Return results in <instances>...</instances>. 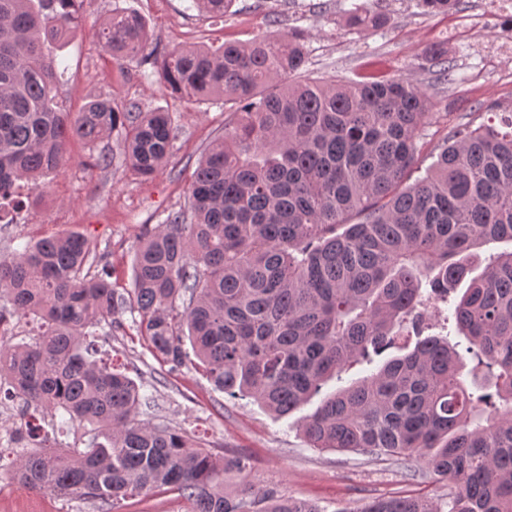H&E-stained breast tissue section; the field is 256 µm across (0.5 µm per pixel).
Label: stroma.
Returning <instances> with one entry per match:
<instances>
[{
    "instance_id": "35a3bbf8",
    "label": "stroma",
    "mask_w": 512,
    "mask_h": 512,
    "mask_svg": "<svg viewBox=\"0 0 512 512\" xmlns=\"http://www.w3.org/2000/svg\"><path fill=\"white\" fill-rule=\"evenodd\" d=\"M491 0H460L452 23L424 12L417 0H379L390 17L377 31L359 32L346 23L348 10L367 0H235L231 14L217 19L199 11L192 0H87L85 23L59 58L66 69L60 98L76 113L91 99L131 103L145 110L171 112L178 127L168 162L151 178L138 175L125 160L122 132H114L100 150L112 153L108 167L89 165L92 150L73 142L69 161L33 185L32 203L0 223V255L28 240L78 233L105 253L115 288L131 285L134 252L147 231L172 210L188 205L191 176L198 159L224 133L230 120L223 102L192 103L171 95L160 81L156 62L113 61L97 42L100 22L113 9H133L145 19L158 51L190 46H219L227 40L248 42L294 29L305 38L309 74L314 78L360 81L386 73L420 86L432 98L437 120L428 129L423 166L433 162L431 146L449 126L488 101H512V20L490 6ZM481 16L479 36H470L464 20ZM447 47L456 66L454 83H440L422 68L432 45ZM101 356L125 367L152 397L145 416L153 424L186 428L206 440L213 453L244 457L250 466L251 498L268 493L317 502L325 512H352L364 500L389 496L448 497L443 480L412 474L397 461L369 453H339L309 445L302 420L319 399L284 416H275L253 399L217 390L192 365L169 370L142 341L132 316L117 330L101 329L94 337ZM180 493L150 492L111 505L67 502L26 489L0 502V512H188Z\"/></svg>"
}]
</instances>
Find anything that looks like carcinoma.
Segmentation results:
<instances>
[{
	"mask_svg": "<svg viewBox=\"0 0 512 512\" xmlns=\"http://www.w3.org/2000/svg\"><path fill=\"white\" fill-rule=\"evenodd\" d=\"M85 0H0V222L26 206L20 182L63 167L73 140L97 144L120 127L134 171L154 174L172 153L174 119L117 110L97 98L75 114L56 101L64 71L54 51L82 25ZM235 0H194L222 17ZM349 26L377 30L388 17L349 11ZM117 61L148 44L146 21L116 10L98 29ZM425 60L455 81L448 51ZM302 33L247 43L186 47L164 55L160 76L177 97L224 101L236 119L195 169L188 211L167 213L140 242L132 287L120 292L85 267L104 255L82 235L27 243L0 257V308L34 317L38 337L0 345V387L59 422L28 424L7 471L23 486L66 501H119L176 491L191 512H247L224 474L248 476L242 457H220L182 429L141 420L147 398L134 379L92 358L89 329L139 334L176 370L189 354L224 393L247 395L287 415L323 383L408 337L401 356L323 401L302 432L311 447L421 460L454 489L427 497H378L357 512H512V251L476 277L472 259L512 242V105L485 111L499 125L452 127L417 178L434 103L403 78L338 83L303 75ZM467 287L449 299L462 282ZM447 306L444 335H423L426 303ZM467 342L495 388L470 390L451 334ZM192 351H187L186 346ZM84 430L83 448L57 434ZM259 512H323L310 501L270 494Z\"/></svg>",
	"mask_w": 512,
	"mask_h": 512,
	"instance_id": "1",
	"label": "carcinoma"
}]
</instances>
